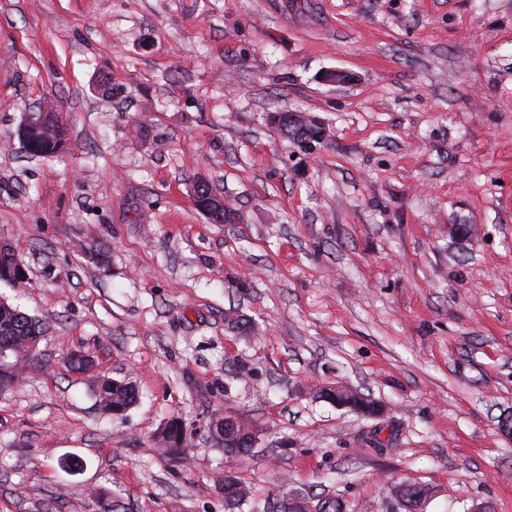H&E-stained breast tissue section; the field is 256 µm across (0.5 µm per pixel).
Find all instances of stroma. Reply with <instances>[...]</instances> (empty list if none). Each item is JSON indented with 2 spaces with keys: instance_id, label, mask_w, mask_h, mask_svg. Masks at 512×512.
Instances as JSON below:
<instances>
[{
  "instance_id": "1",
  "label": "stroma",
  "mask_w": 512,
  "mask_h": 512,
  "mask_svg": "<svg viewBox=\"0 0 512 512\" xmlns=\"http://www.w3.org/2000/svg\"><path fill=\"white\" fill-rule=\"evenodd\" d=\"M41 108L62 156L16 135ZM1 243L26 277L0 299L46 332L0 391V512H227L230 471L251 502L396 512L407 479L424 512H512V0H0ZM100 376L139 401L107 412ZM224 414L252 458L210 437ZM219 203V206L215 204ZM195 203L196 206L204 211L212 222L224 224V208L220 203V200L216 199L215 193L212 191L210 186L205 182H198L195 190ZM220 216L222 220H220ZM156 439L170 455H178L187 448L185 429L178 418L168 419L164 426L159 428ZM280 500L277 498L272 497L271 499L268 498L265 500L263 507L261 508V504L256 503L253 506V511L255 512H284V511H277L274 510V505L277 504ZM303 499L299 496V494L296 493H289L288 495L284 496L283 499L280 501V504L284 505L286 511L289 512H300V511H307V505L303 504Z\"/></svg>"
}]
</instances>
